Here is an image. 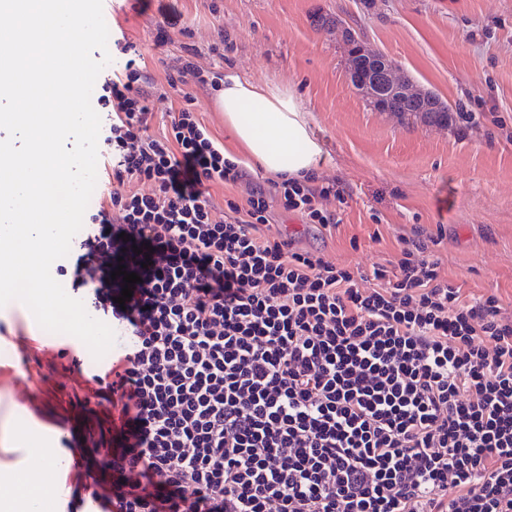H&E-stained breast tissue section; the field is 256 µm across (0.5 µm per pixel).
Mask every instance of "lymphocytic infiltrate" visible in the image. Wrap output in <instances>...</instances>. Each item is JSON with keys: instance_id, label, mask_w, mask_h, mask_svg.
<instances>
[{"instance_id": "f902f5d3", "label": "lymphocytic infiltrate", "mask_w": 512, "mask_h": 512, "mask_svg": "<svg viewBox=\"0 0 512 512\" xmlns=\"http://www.w3.org/2000/svg\"><path fill=\"white\" fill-rule=\"evenodd\" d=\"M103 78L108 184L61 268L132 343L88 393L119 410L110 447L69 482L67 512H512V317L464 298L401 238L371 274L295 248L271 202L321 233L342 199L316 175L217 213L204 193L246 173L195 112L150 136L152 96L123 38ZM149 247L140 283L106 257Z\"/></svg>"}]
</instances>
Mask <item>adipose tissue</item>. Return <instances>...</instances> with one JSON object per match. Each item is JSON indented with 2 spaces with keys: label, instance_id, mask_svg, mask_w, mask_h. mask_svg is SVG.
Here are the masks:
<instances>
[{
  "label": "adipose tissue",
  "instance_id": "ef3b65f1",
  "mask_svg": "<svg viewBox=\"0 0 512 512\" xmlns=\"http://www.w3.org/2000/svg\"><path fill=\"white\" fill-rule=\"evenodd\" d=\"M215 107L233 138L273 176H300L315 170L321 148L309 118L293 94L229 74L217 91ZM43 486L24 473H0V512H51Z\"/></svg>",
  "mask_w": 512,
  "mask_h": 512
}]
</instances>
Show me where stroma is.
Masks as SVG:
<instances>
[{
	"label": "stroma",
	"mask_w": 512,
	"mask_h": 512,
	"mask_svg": "<svg viewBox=\"0 0 512 512\" xmlns=\"http://www.w3.org/2000/svg\"><path fill=\"white\" fill-rule=\"evenodd\" d=\"M103 11L136 45L155 85L166 86L189 60L206 75L236 74L295 96L322 149L316 175L344 191L343 200L326 203L339 221L330 237L271 205V224L297 249L367 273L395 260L398 237L421 228L441 236L430 257L442 277L466 296L512 303V0H103ZM164 17L169 40L160 45L156 24ZM321 17L342 20L416 85L474 120L440 129L374 111L349 81L342 41L317 26ZM214 94L208 85L180 84L154 110L190 102L243 166L246 180L208 189L222 210L271 178L236 147ZM0 331L12 339L0 349V470L33 466L29 449L47 445L68 477L66 424L86 430L112 419L78 404L75 373L54 371L59 347L24 304L0 307ZM21 379L33 389L27 410L17 400Z\"/></svg>",
	"instance_id": "stroma-1"
}]
</instances>
